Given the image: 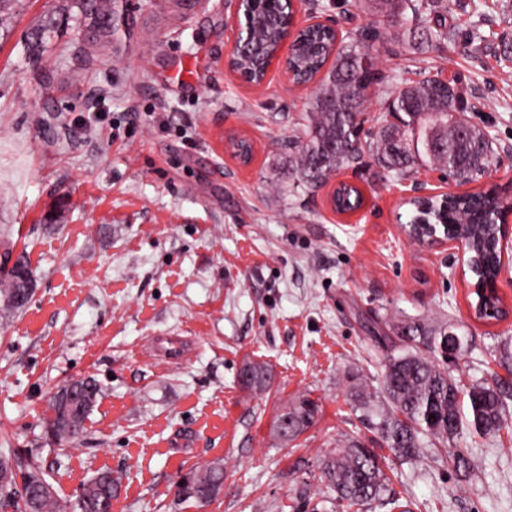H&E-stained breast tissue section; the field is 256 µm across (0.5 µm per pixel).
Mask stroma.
<instances>
[{
    "label": "stroma",
    "mask_w": 512,
    "mask_h": 512,
    "mask_svg": "<svg viewBox=\"0 0 512 512\" xmlns=\"http://www.w3.org/2000/svg\"><path fill=\"white\" fill-rule=\"evenodd\" d=\"M340 32L368 27V0H320ZM441 53L390 44L392 80L455 78L492 143L489 171L467 184L423 167L396 178L376 166L300 185L287 143L307 123L314 86L271 69L244 83L226 0H112L115 33L89 37L62 0H15L0 23V265L26 255L34 293L0 310V451L40 461L57 495L76 500L96 474L119 475L112 512H170L178 476L219 463L224 489L182 512H311L322 460L342 441L376 438L354 410L362 384L380 395L400 328L453 325L467 342L449 368L461 385L492 376L512 344V250L497 288L505 318L476 319V278L443 233L411 239L410 198L493 189L512 200V0H462ZM57 20L40 60L32 29ZM480 40H473V33ZM253 145L250 163L229 140ZM364 208L332 211L337 182ZM271 384L246 388L244 363ZM102 388L74 443L45 433L51 398L72 379ZM318 401L295 441L273 430L295 396ZM462 476L446 452L414 460L378 448L388 486L412 512H512V431L471 442Z\"/></svg>",
    "instance_id": "obj_1"
}]
</instances>
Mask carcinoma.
<instances>
[{"instance_id":"cac0c4a2","label":"carcinoma","mask_w":512,"mask_h":512,"mask_svg":"<svg viewBox=\"0 0 512 512\" xmlns=\"http://www.w3.org/2000/svg\"><path fill=\"white\" fill-rule=\"evenodd\" d=\"M381 4L401 17L397 29L354 32L339 47L329 30L310 28L292 45L289 62L299 80L311 81L331 64L303 130L304 143L288 144L295 154V175L302 184L318 187L339 169L363 164L367 156L383 173L398 178L421 166L437 165L460 182L477 180L489 163L491 145L484 131L467 117L468 105L454 78L446 85L434 76L416 83L390 84L387 111L369 119L373 126L364 128L369 121L363 118L369 91L384 82L374 43H398L407 37L429 52H441L454 36L445 22L449 0H433V9L427 14L418 0H381ZM74 8L89 21L93 32L112 31V0H65L61 12L69 14ZM283 8L280 0H253L252 20L243 25L264 47L261 53L244 47L237 52L238 69L255 80L264 77L265 60L279 46L280 27L286 20ZM52 30L50 21L31 32L28 50L33 56H39ZM336 202L338 209L350 211L361 205L363 193L353 188ZM409 204L415 209L410 235L431 238L440 225L445 236L461 238L470 245L468 265L477 277L475 318L499 319L507 314L501 299L485 294V289L494 287L500 265V225L507 223L512 205L494 190L460 197L445 195L439 200L418 198ZM33 290L25 256H18L9 268L0 267V302L5 310L24 309ZM448 333L446 327L432 332L421 323L405 327L401 354L385 364L382 393L386 405L376 407L373 396L359 388L353 389L352 400L365 419L380 418L376 424L379 439L396 457L414 459L424 443H439L448 449L455 468L470 470L477 463L469 449L450 448L448 443L465 430L479 437L499 435L507 423L512 385L495 378L463 388L448 369L435 362ZM242 373V383L251 389H263L271 380L261 364L250 362ZM100 393L101 387L92 378L62 385L53 396L47 434L59 442L78 438ZM318 409L307 396L286 404L275 420L277 436L288 442L297 439L314 423ZM0 466L10 472L9 483L0 485V512H110L112 499L120 491L119 478L105 471L84 486L74 504H63L34 455L20 451L1 454ZM185 477L186 481L176 483L177 506L207 500L224 489V467L219 463ZM321 482L336 493L338 507L345 503L366 512L378 503L393 512H411V503L386 495L387 477L379 457L359 440H348L323 460Z\"/></svg>"}]
</instances>
